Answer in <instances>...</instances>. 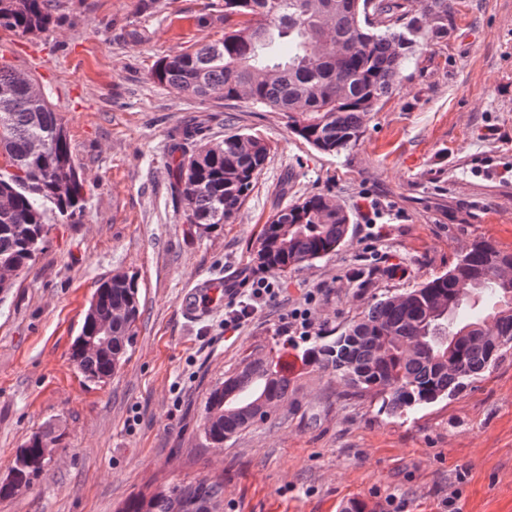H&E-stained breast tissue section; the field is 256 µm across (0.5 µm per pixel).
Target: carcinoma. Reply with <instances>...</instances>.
<instances>
[{
  "label": "carcinoma",
  "instance_id": "obj_1",
  "mask_svg": "<svg viewBox=\"0 0 512 512\" xmlns=\"http://www.w3.org/2000/svg\"><path fill=\"white\" fill-rule=\"evenodd\" d=\"M409 0H215L200 19H224V36L159 59L154 81L199 98L244 99L287 118L288 129L320 152L338 155L361 138L367 116L399 84L420 45L448 34V0H427L419 14ZM53 21L52 0H0V27L35 34ZM279 47V53L271 48ZM171 176L185 223L198 235L229 223L263 171L270 144L230 132L213 142L199 125L183 131ZM87 190L74 163L60 113L29 79L0 65V268L15 275L42 253L52 224H74ZM349 216L335 197L311 193L276 210L256 241L260 268L285 274L343 246ZM493 295L479 316L465 310ZM99 311H118L112 347L83 350L72 360L87 381L104 383L127 359L137 336L141 296L137 279L116 272L96 288ZM512 350V254L475 241L448 272L403 293L377 299L362 316L306 353L355 395L370 394L392 415L449 399L492 370ZM288 377L273 361L243 360L214 386L200 424L212 448L267 420ZM32 434L17 451L0 498L30 486L42 473L41 445ZM224 512V481L169 482L137 494L118 512Z\"/></svg>",
  "mask_w": 512,
  "mask_h": 512
}]
</instances>
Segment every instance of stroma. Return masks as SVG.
<instances>
[{"label":"stroma","instance_id":"obj_1","mask_svg":"<svg viewBox=\"0 0 512 512\" xmlns=\"http://www.w3.org/2000/svg\"><path fill=\"white\" fill-rule=\"evenodd\" d=\"M209 2L139 13L136 0H55L43 33L0 27V61L61 114L88 186L80 221L54 225L0 297V480L32 433L52 430L62 446L0 512H117L159 484L215 476L224 512H512V352L455 397L401 417L304 360L376 299L447 272L471 243L512 252V0H448L447 37L423 46L338 156L291 134L281 113L152 80L156 60L223 37V21L197 23ZM193 117L213 140L242 131L272 147L233 222L201 237L169 170L174 131ZM314 192L348 212V242L275 275L277 299L238 330H225L220 309L187 321L194 280L253 274L269 216ZM366 193L387 206L375 230L359 209ZM119 271L138 279V333L122 369L94 384L72 345L93 292ZM312 291L314 328L288 329ZM253 352L286 368L288 399L207 447L208 392Z\"/></svg>","mask_w":512,"mask_h":512}]
</instances>
